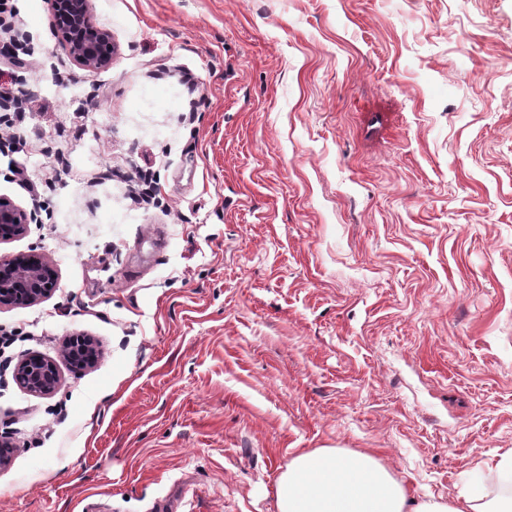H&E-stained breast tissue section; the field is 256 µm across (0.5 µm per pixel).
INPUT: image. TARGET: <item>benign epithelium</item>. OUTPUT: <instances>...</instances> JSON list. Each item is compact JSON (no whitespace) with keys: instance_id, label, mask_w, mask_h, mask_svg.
Here are the masks:
<instances>
[{"instance_id":"1","label":"benign epithelium","mask_w":512,"mask_h":512,"mask_svg":"<svg viewBox=\"0 0 512 512\" xmlns=\"http://www.w3.org/2000/svg\"><path fill=\"white\" fill-rule=\"evenodd\" d=\"M52 23L61 33L64 52L77 64L95 70L112 64L115 44L112 31L93 19L92 0H53ZM39 210L19 208L0 198V240L22 235L27 225L38 223ZM58 287V276L44 258L17 254L0 258V307L18 306L48 297ZM82 353L69 359L71 369L79 373L99 360L94 344H81ZM19 382L34 394L50 395L60 385L56 363L33 355L20 364Z\"/></svg>"}]
</instances>
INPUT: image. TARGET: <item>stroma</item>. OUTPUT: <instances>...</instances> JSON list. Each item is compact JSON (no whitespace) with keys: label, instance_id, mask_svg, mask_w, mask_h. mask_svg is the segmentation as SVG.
Wrapping results in <instances>:
<instances>
[{"label":"stroma","instance_id":"1","mask_svg":"<svg viewBox=\"0 0 512 512\" xmlns=\"http://www.w3.org/2000/svg\"><path fill=\"white\" fill-rule=\"evenodd\" d=\"M88 71L9 0L24 94L0 257L59 286L0 308V512H276L301 451L455 497L512 450V0H93ZM154 173L153 202L134 192ZM22 169L34 188L19 185ZM84 335L56 393L14 378ZM38 222L39 210L36 205L26 210L0 198V240L20 236L26 231L27 224ZM73 338V346H77L78 344H80V336H73ZM80 346L83 355H81L80 353L74 356L73 358L69 359L70 367L75 373H79L86 367L96 364L100 357L99 351L97 350L93 342H91L90 344L83 343L80 344Z\"/></svg>","mask_w":512,"mask_h":512}]
</instances>
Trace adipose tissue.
I'll use <instances>...</instances> for the list:
<instances>
[{
  "label": "adipose tissue",
  "instance_id": "ef3b65f1",
  "mask_svg": "<svg viewBox=\"0 0 512 512\" xmlns=\"http://www.w3.org/2000/svg\"><path fill=\"white\" fill-rule=\"evenodd\" d=\"M275 495L277 512H512V496L487 501L479 484L450 501L410 504L406 489L371 455L332 449L292 457Z\"/></svg>",
  "mask_w": 512,
  "mask_h": 512
}]
</instances>
